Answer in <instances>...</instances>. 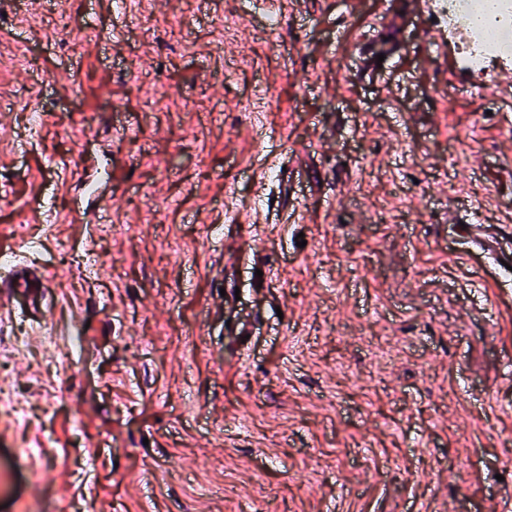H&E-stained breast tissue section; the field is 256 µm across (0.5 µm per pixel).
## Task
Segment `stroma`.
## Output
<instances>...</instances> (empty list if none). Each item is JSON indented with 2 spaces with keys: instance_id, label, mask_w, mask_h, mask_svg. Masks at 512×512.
<instances>
[{
  "instance_id": "1",
  "label": "stroma",
  "mask_w": 512,
  "mask_h": 512,
  "mask_svg": "<svg viewBox=\"0 0 512 512\" xmlns=\"http://www.w3.org/2000/svg\"><path fill=\"white\" fill-rule=\"evenodd\" d=\"M407 8L0 0V512L512 502V91ZM464 232L469 237L481 239L482 247L484 248L486 254L500 267L507 269V266L503 265L502 261H505L508 263V265L512 266V252H509L506 255L503 251H501L496 238L486 236L484 234L482 224H468L464 227Z\"/></svg>"
}]
</instances>
